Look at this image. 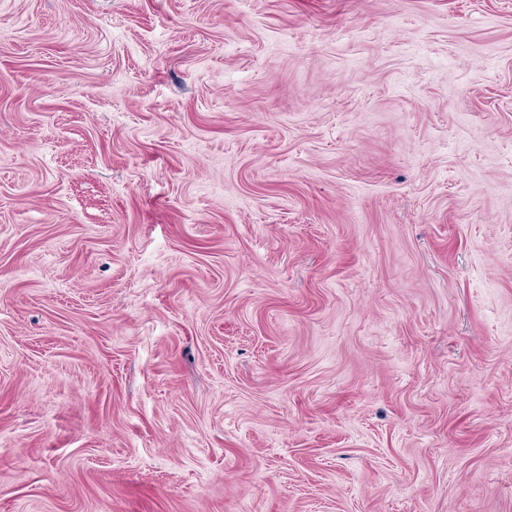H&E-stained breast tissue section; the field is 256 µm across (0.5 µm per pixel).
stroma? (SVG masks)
<instances>
[{"label": "stroma", "mask_w": 512, "mask_h": 512, "mask_svg": "<svg viewBox=\"0 0 512 512\" xmlns=\"http://www.w3.org/2000/svg\"><path fill=\"white\" fill-rule=\"evenodd\" d=\"M0 512H512V0H0Z\"/></svg>", "instance_id": "obj_1"}]
</instances>
